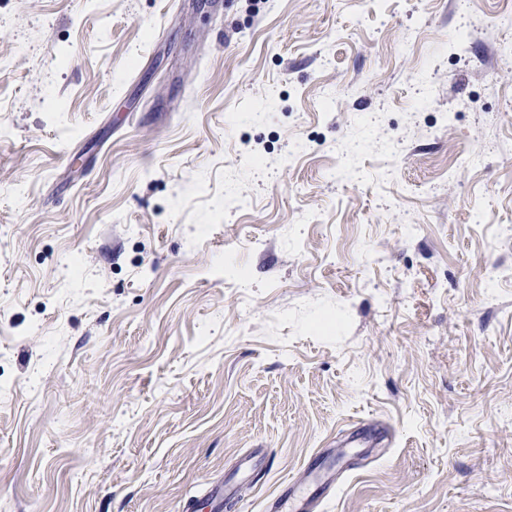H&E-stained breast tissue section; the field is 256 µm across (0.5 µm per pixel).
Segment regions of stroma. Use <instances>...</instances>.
Returning <instances> with one entry per match:
<instances>
[{"instance_id": "35a3bbf8", "label": "stroma", "mask_w": 512, "mask_h": 512, "mask_svg": "<svg viewBox=\"0 0 512 512\" xmlns=\"http://www.w3.org/2000/svg\"><path fill=\"white\" fill-rule=\"evenodd\" d=\"M497 270L512 0H0V512H512ZM325 486L320 481L311 485H286L267 505L268 512H305L309 505L326 497Z\"/></svg>"}]
</instances>
